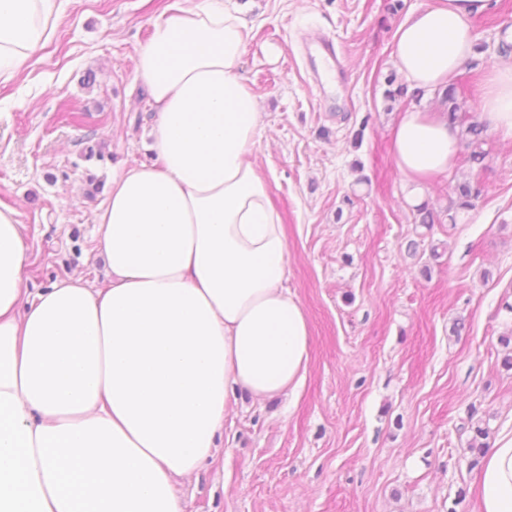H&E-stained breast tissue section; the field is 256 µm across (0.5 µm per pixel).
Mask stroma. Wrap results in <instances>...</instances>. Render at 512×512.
<instances>
[{"instance_id": "stroma-1", "label": "stroma", "mask_w": 512, "mask_h": 512, "mask_svg": "<svg viewBox=\"0 0 512 512\" xmlns=\"http://www.w3.org/2000/svg\"><path fill=\"white\" fill-rule=\"evenodd\" d=\"M169 0H64L54 38L0 84V205L25 226L30 291L105 278L88 175L154 162L156 112L138 51ZM251 28L240 75L263 112L255 152L288 235L287 287L311 325L290 397L231 406L215 463L180 490L186 512H473L469 416L512 419V140L490 133L486 169L459 150L424 188L439 224L414 222L390 155L400 112H437L392 54L397 27L431 0H237ZM477 49L453 80L480 117L486 70L512 56V0L471 18ZM333 39L343 69L319 78L306 41ZM404 87L388 99L390 85ZM103 144V160L84 158ZM472 209L448 220L459 183ZM416 253H408L409 242ZM439 258H431V249Z\"/></svg>"}]
</instances>
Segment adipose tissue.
Masks as SVG:
<instances>
[{"label":"adipose tissue","mask_w":512,"mask_h":512,"mask_svg":"<svg viewBox=\"0 0 512 512\" xmlns=\"http://www.w3.org/2000/svg\"><path fill=\"white\" fill-rule=\"evenodd\" d=\"M62 0H0V83L54 35ZM488 0H433L394 34L401 75L443 90L474 52ZM248 22L222 0H171L138 54L157 160L113 175L93 224L107 280L28 293L24 226L0 207V512H186L177 486L212 462L238 394H293L310 358L285 286L288 237L252 160L260 103L238 75ZM484 117L512 138V63ZM459 132L400 113L391 156L414 199L447 175ZM474 512H512V422L487 448Z\"/></svg>","instance_id":"adipose-tissue-1"}]
</instances>
